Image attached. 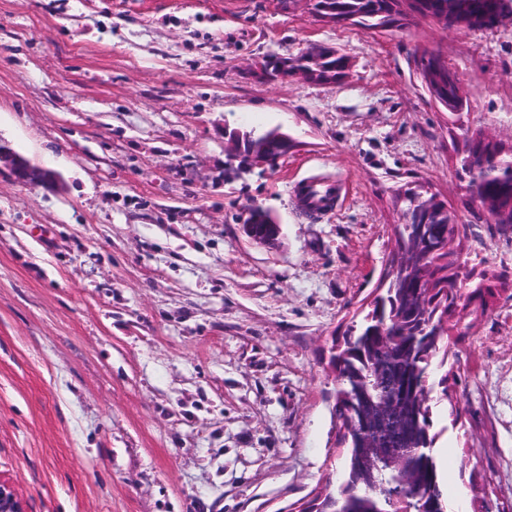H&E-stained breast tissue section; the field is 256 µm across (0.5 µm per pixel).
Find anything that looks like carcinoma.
I'll list each match as a JSON object with an SVG mask.
<instances>
[{"label": "carcinoma", "mask_w": 512, "mask_h": 512, "mask_svg": "<svg viewBox=\"0 0 512 512\" xmlns=\"http://www.w3.org/2000/svg\"><path fill=\"white\" fill-rule=\"evenodd\" d=\"M421 18L430 19L451 0H420ZM466 8L487 21L494 20L512 0H463ZM314 8L347 16L367 29L403 28L408 21L393 14L389 0H316ZM293 66L321 80H340L348 58L326 50L297 56ZM457 73L450 69L439 80L437 94L447 102L446 111L459 115L453 106ZM463 148L456 174L465 182L471 220L461 222L446 205L428 211L427 198L407 188L403 198V223L394 225L395 246L386 259L379 294L362 317L336 343L331 365L336 378L333 415L338 442L345 448L343 477L334 492L316 497L300 512H436L445 501L440 465L433 453L438 434L431 432L433 395L448 396L450 345L465 342V335L450 340V318L467 309L472 300L494 296L485 281L512 282V267L483 272L473 282L467 269L463 243L476 236L475 226L486 225L490 237H501V226L512 224V154L499 162H484L475 145L476 129L460 127ZM496 203L497 219L485 217L481 203ZM475 283L469 293L462 286ZM377 424L385 445L405 448L395 467L377 472L351 468V450L365 447L371 435L361 419Z\"/></svg>", "instance_id": "carcinoma-1"}]
</instances>
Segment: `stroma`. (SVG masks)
Wrapping results in <instances>:
<instances>
[{
    "label": "stroma",
    "instance_id": "stroma-1",
    "mask_svg": "<svg viewBox=\"0 0 512 512\" xmlns=\"http://www.w3.org/2000/svg\"><path fill=\"white\" fill-rule=\"evenodd\" d=\"M440 43L462 123L512 146V21L372 32L278 0H0V478L27 512H298L337 489L334 338L377 295L399 190L467 220L460 125L414 63ZM335 47V84L263 82ZM278 127L276 169L224 177V134ZM341 196L307 214L298 188ZM277 217L278 245L239 217ZM432 409L466 512H512V286L456 315ZM271 137L274 138L280 147V155L276 158H270L268 156H258L256 152H254V155L256 157L254 158L255 163H259L261 166L266 167L270 170H273L278 165V162L281 158L286 156L288 152L295 146L294 140L288 135L286 132H282L279 129L274 131L271 134ZM4 164L12 170L18 183L30 184L51 179L50 173L35 167L8 146L0 144V167ZM244 211L242 224L244 234L249 240L262 245L278 243L282 227L275 217L258 206L248 207Z\"/></svg>",
    "mask_w": 512,
    "mask_h": 512
}]
</instances>
